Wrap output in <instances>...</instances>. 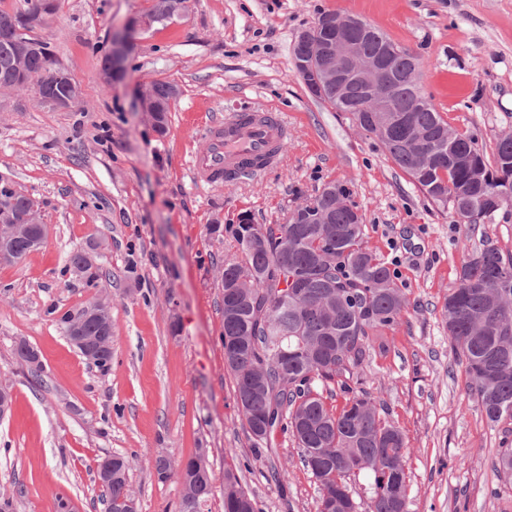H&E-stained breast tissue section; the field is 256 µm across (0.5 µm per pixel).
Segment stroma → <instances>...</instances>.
I'll return each instance as SVG.
<instances>
[{"mask_svg":"<svg viewBox=\"0 0 512 512\" xmlns=\"http://www.w3.org/2000/svg\"><path fill=\"white\" fill-rule=\"evenodd\" d=\"M153 0H57L38 29L80 86L67 110L28 90L0 92V176L40 203L44 247L0 265V384L13 391L0 421V493L14 512H105L96 464L131 457L139 512H177L182 489L159 481L155 457L204 456L224 512L233 468L261 512H317L319 487L292 437L255 456L234 378L224 364L219 273L233 256L224 225L250 214L282 224L330 181L346 184L364 216L367 246L385 255L409 306L372 350L359 381L405 435L408 512H512L495 470L512 424H494L469 391L464 361L441 315L456 271L482 242L512 253V210L476 226L455 223L394 164L351 114L311 96L294 72L295 35L325 11L361 18L413 51L420 90L484 153L512 135V0H190L181 19L138 35L124 80L99 77L114 29ZM179 95L166 134L141 109L139 83ZM252 107L282 112L290 133L270 173L206 185L192 161L207 127ZM97 244L91 284L68 261ZM112 299V363H88L61 317L95 294ZM39 352L41 380L14 357L19 339Z\"/></svg>","mask_w":512,"mask_h":512,"instance_id":"1","label":"stroma"}]
</instances>
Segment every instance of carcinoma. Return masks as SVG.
Here are the masks:
<instances>
[{
	"instance_id": "cac0c4a2",
	"label": "carcinoma",
	"mask_w": 512,
	"mask_h": 512,
	"mask_svg": "<svg viewBox=\"0 0 512 512\" xmlns=\"http://www.w3.org/2000/svg\"><path fill=\"white\" fill-rule=\"evenodd\" d=\"M0 12V78L22 89L34 88L52 50L18 62L17 36L3 27ZM360 50L386 61L391 106L364 127L385 147L393 162L434 202L458 215L469 206L466 223L492 220L512 207V194H494L499 179H512V136L496 142L492 156L476 139L460 132L424 98L411 76L419 62L408 49L388 52L393 42L372 24L351 32ZM317 99L357 116L370 106L367 87L358 81L348 89L334 86ZM310 205L295 208L283 224H231L239 251L224 261V359L235 380L237 404L246 431L264 421L267 442L289 433L300 458L320 490L319 505L330 512H357L347 479L371 478L368 512H407L409 476L400 429L383 418L368 392L341 382L344 404L326 401L318 384L359 374L374 346L384 347L407 308L394 271L380 253L365 245V224L353 221L349 189L329 183ZM288 249H283V241ZM15 262L32 252L31 239L12 241ZM70 265L91 281L97 266L81 248L72 250ZM452 347L465 359L469 388L489 422L512 421V254L486 241L457 271L456 287L442 306ZM15 358L39 380L42 363L26 341L17 343ZM130 460L112 458V500L131 498ZM158 479L172 477L191 486L198 472L167 457L156 458ZM495 469L512 486V448L498 450ZM253 499L235 474L224 472V512H242Z\"/></svg>"
}]
</instances>
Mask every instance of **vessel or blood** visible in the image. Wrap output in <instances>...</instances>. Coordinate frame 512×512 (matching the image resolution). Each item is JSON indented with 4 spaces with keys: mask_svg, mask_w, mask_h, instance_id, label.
I'll use <instances>...</instances> for the list:
<instances>
[{
    "mask_svg": "<svg viewBox=\"0 0 512 512\" xmlns=\"http://www.w3.org/2000/svg\"><path fill=\"white\" fill-rule=\"evenodd\" d=\"M287 135L288 125L274 109L232 113L209 128L208 148L196 157L195 174L210 184L264 175L277 163Z\"/></svg>",
    "mask_w": 512,
    "mask_h": 512,
    "instance_id": "b4317fda",
    "label": "vessel or blood"
}]
</instances>
